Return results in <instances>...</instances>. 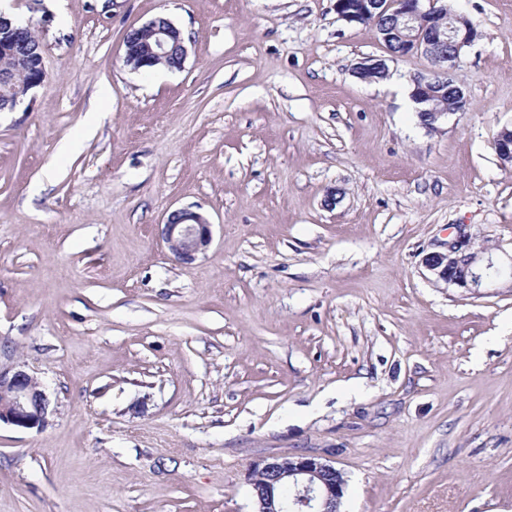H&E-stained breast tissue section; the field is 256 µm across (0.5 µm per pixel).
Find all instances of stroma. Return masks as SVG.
<instances>
[{
	"mask_svg": "<svg viewBox=\"0 0 512 512\" xmlns=\"http://www.w3.org/2000/svg\"><path fill=\"white\" fill-rule=\"evenodd\" d=\"M333 3L9 0L47 77L0 112V363L55 412L0 426V512H255L251 466L295 453L335 459L342 512H512V280L421 264L461 230L512 249V0H449L478 36L434 130L429 60ZM160 13L182 69L131 70ZM186 207L187 265L158 235ZM411 82L414 86L411 99L417 105L416 112L419 113L423 125L430 130H434L439 123L448 119V115L465 111L467 107L468 100L461 88L456 89L457 106L453 112H450L446 108L436 107L434 99L438 93L430 84V78L418 75L414 79L412 77ZM421 120L419 121L421 122ZM211 226L199 212L180 208L170 212L164 224H160V237L178 261L191 264L209 247Z\"/></svg>",
	"mask_w": 512,
	"mask_h": 512,
	"instance_id": "stroma-1",
	"label": "stroma"
}]
</instances>
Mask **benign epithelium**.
<instances>
[{"label": "benign epithelium", "instance_id": "1", "mask_svg": "<svg viewBox=\"0 0 512 512\" xmlns=\"http://www.w3.org/2000/svg\"><path fill=\"white\" fill-rule=\"evenodd\" d=\"M333 8L339 19L347 23L373 25L386 40L383 32L392 30L400 38V57L422 54L430 61L432 73L448 77L457 66L461 51L476 39L469 18L448 10V6L422 0H335ZM28 27L0 13V54L14 55L24 46ZM140 38L124 39V60L138 71L168 63L180 69L187 57L183 31L170 18L154 16L137 27ZM353 72L369 81L371 75L386 77L385 60L365 58ZM11 83L9 72L0 74V112L13 111L20 98L7 92ZM411 99L417 105L423 125L433 130L448 118L450 111L434 103L437 92L430 78L412 79ZM494 151L504 164H512V130L503 127ZM160 237L170 253L184 264L193 263L205 253L212 241L211 224L191 208L169 213L160 225ZM422 265L434 282L481 295L492 288L503 274L512 278V263L505 267L487 251L474 249L471 235L460 231L448 242L446 250L427 253ZM52 400L38 379L18 364H0V424L21 429L45 428L53 414ZM248 482L257 505L256 512H339L344 496L343 472L330 459L314 455L272 457L253 464ZM293 490L290 500L280 493L282 486Z\"/></svg>", "mask_w": 512, "mask_h": 512}]
</instances>
